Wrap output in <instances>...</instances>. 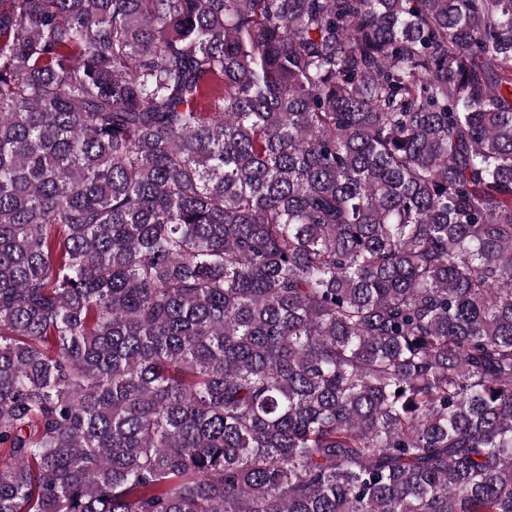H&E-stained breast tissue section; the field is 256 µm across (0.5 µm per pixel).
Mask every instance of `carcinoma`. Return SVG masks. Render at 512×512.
Instances as JSON below:
<instances>
[{
    "mask_svg": "<svg viewBox=\"0 0 512 512\" xmlns=\"http://www.w3.org/2000/svg\"><path fill=\"white\" fill-rule=\"evenodd\" d=\"M0 512H512V0H0Z\"/></svg>",
    "mask_w": 512,
    "mask_h": 512,
    "instance_id": "carcinoma-1",
    "label": "carcinoma"
}]
</instances>
